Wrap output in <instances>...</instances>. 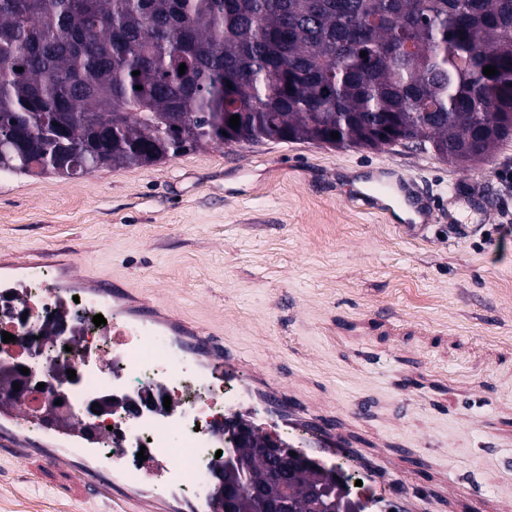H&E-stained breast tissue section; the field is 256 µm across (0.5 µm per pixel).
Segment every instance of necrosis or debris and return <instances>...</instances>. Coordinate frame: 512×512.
<instances>
[{
  "mask_svg": "<svg viewBox=\"0 0 512 512\" xmlns=\"http://www.w3.org/2000/svg\"><path fill=\"white\" fill-rule=\"evenodd\" d=\"M14 291L11 285L0 290V304L11 312L13 336L12 342L0 345V358L30 365L38 379L49 386L53 385L58 372L74 370L77 381L67 392V412L79 420L87 418V405L94 398L110 394L133 397L151 394V406L143 408L140 414L121 412L104 416L100 419L101 426L111 427L113 435L130 437L137 445L145 447L148 457L172 453L184 470L182 488H202L203 462L215 452L212 433L220 428L226 405L236 398V391L213 376L186 377L168 347L155 344L140 333L129 336L122 345V355L113 357L112 346L106 343L102 328L92 321L93 312L87 299L76 302L67 297L59 303H48L42 290L28 288L24 291L27 308L22 311L12 304L10 295ZM49 315L59 319L60 325L54 348L43 352L30 322L45 320ZM90 352L105 360L115 359L117 367L127 376L128 385L117 386L111 374L84 366L82 359ZM166 401L170 402L172 411L184 416L180 423L182 445L173 450L166 447L165 430L153 424L160 414V406Z\"/></svg>",
  "mask_w": 512,
  "mask_h": 512,
  "instance_id": "necrosis-or-debris-1",
  "label": "necrosis or debris"
}]
</instances>
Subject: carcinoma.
I'll return each instance as SVG.
<instances>
[{"mask_svg":"<svg viewBox=\"0 0 512 512\" xmlns=\"http://www.w3.org/2000/svg\"><path fill=\"white\" fill-rule=\"evenodd\" d=\"M510 138L512 0H0L2 173L260 141L465 166Z\"/></svg>","mask_w":512,"mask_h":512,"instance_id":"1","label":"carcinoma"}]
</instances>
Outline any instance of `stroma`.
<instances>
[{
  "label": "stroma",
  "mask_w": 512,
  "mask_h": 512,
  "mask_svg": "<svg viewBox=\"0 0 512 512\" xmlns=\"http://www.w3.org/2000/svg\"><path fill=\"white\" fill-rule=\"evenodd\" d=\"M382 165L415 180L429 228L355 198ZM2 263L113 280L197 327L239 355V390L260 374L339 415L433 512H512V140L465 169L412 144L262 142L1 173ZM0 512L98 506L0 458Z\"/></svg>",
  "instance_id": "stroma-1"
}]
</instances>
